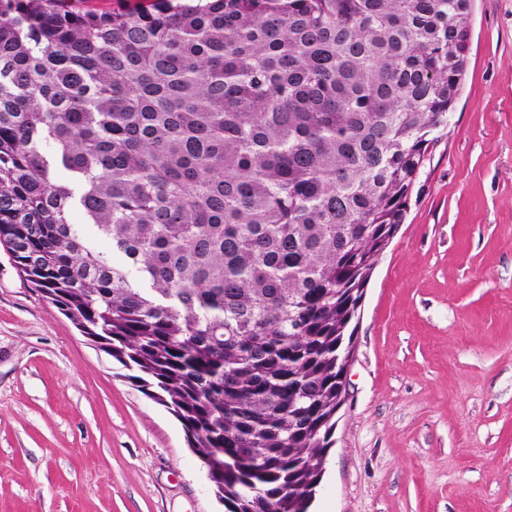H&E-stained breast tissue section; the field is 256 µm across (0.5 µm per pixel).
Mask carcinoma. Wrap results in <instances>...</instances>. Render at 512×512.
Instances as JSON below:
<instances>
[{"label":"carcinoma","instance_id":"cac0c4a2","mask_svg":"<svg viewBox=\"0 0 512 512\" xmlns=\"http://www.w3.org/2000/svg\"><path fill=\"white\" fill-rule=\"evenodd\" d=\"M470 41L471 0H0V244L172 412L225 512H308ZM152 0H71V4L76 10H96L112 11L131 9L136 7H145Z\"/></svg>","mask_w":512,"mask_h":512}]
</instances>
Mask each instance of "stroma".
I'll list each match as a JSON object with an SVG mask.
<instances>
[{"label":"stroma","mask_w":512,"mask_h":512,"mask_svg":"<svg viewBox=\"0 0 512 512\" xmlns=\"http://www.w3.org/2000/svg\"><path fill=\"white\" fill-rule=\"evenodd\" d=\"M367 287L310 512H512V0ZM0 512H224L181 424L0 246Z\"/></svg>","instance_id":"obj_1"}]
</instances>
